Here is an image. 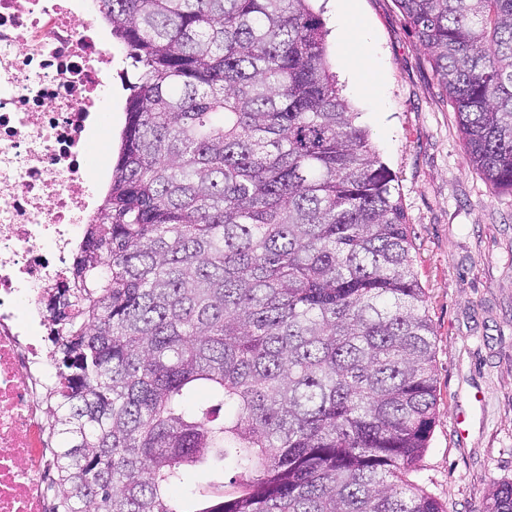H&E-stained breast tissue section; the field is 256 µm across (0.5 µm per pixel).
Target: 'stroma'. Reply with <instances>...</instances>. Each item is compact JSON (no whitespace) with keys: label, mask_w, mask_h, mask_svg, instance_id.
I'll return each mask as SVG.
<instances>
[{"label":"stroma","mask_w":512,"mask_h":512,"mask_svg":"<svg viewBox=\"0 0 512 512\" xmlns=\"http://www.w3.org/2000/svg\"><path fill=\"white\" fill-rule=\"evenodd\" d=\"M336 3H315L329 62L395 177L434 328L437 414L414 479L448 512H483L487 485L512 481V194L466 161L456 114L395 0ZM360 42L367 58L355 55ZM111 52L117 140L130 61L121 43Z\"/></svg>","instance_id":"35a3bbf8"}]
</instances>
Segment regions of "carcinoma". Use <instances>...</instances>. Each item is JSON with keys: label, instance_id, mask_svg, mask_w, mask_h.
Instances as JSON below:
<instances>
[{"label": "carcinoma", "instance_id": "obj_1", "mask_svg": "<svg viewBox=\"0 0 512 512\" xmlns=\"http://www.w3.org/2000/svg\"><path fill=\"white\" fill-rule=\"evenodd\" d=\"M311 2L97 0L138 76L50 305L53 512H447L408 478L437 405L411 229ZM395 2L511 194L512 0Z\"/></svg>", "mask_w": 512, "mask_h": 512}]
</instances>
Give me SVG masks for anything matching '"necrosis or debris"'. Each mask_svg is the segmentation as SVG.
<instances>
[{"instance_id": "1", "label": "necrosis or debris", "mask_w": 512, "mask_h": 512, "mask_svg": "<svg viewBox=\"0 0 512 512\" xmlns=\"http://www.w3.org/2000/svg\"><path fill=\"white\" fill-rule=\"evenodd\" d=\"M109 47L89 0H0V512H51L49 305L85 240Z\"/></svg>"}]
</instances>
